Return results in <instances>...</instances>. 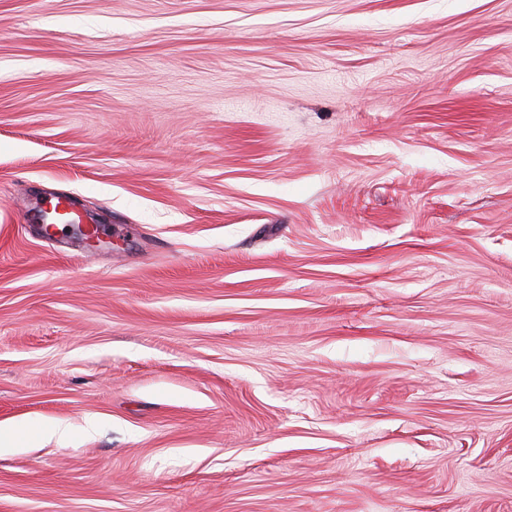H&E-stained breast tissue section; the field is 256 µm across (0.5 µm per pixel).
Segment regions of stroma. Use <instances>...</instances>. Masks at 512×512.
Listing matches in <instances>:
<instances>
[{
	"label": "stroma",
	"instance_id": "1",
	"mask_svg": "<svg viewBox=\"0 0 512 512\" xmlns=\"http://www.w3.org/2000/svg\"><path fill=\"white\" fill-rule=\"evenodd\" d=\"M59 421L0 512H512V0H0V422ZM52 206L54 207L56 213L60 215H68L69 222L75 223L72 229L84 243L92 246H97L101 242H104L103 238L100 236V233H98L97 235L89 234V230L91 228H96L98 231L97 225L100 227V224H90V226H88L87 224H80L82 221H85L84 216L74 212L69 207L67 199L59 198L54 203H52ZM93 225H95V227Z\"/></svg>",
	"mask_w": 512,
	"mask_h": 512
}]
</instances>
